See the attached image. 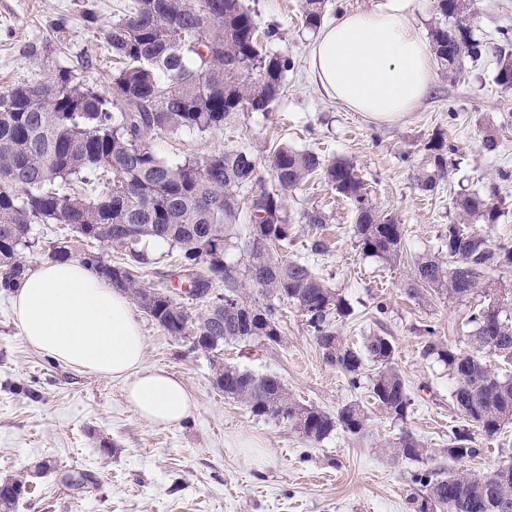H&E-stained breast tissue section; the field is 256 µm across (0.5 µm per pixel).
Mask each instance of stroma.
<instances>
[{
	"label": "stroma",
	"mask_w": 512,
	"mask_h": 512,
	"mask_svg": "<svg viewBox=\"0 0 512 512\" xmlns=\"http://www.w3.org/2000/svg\"><path fill=\"white\" fill-rule=\"evenodd\" d=\"M246 2L260 27L278 28L273 51L295 63L280 97L269 111L237 112L223 130L165 134L152 147L176 163L285 142L356 166L374 205L404 227L402 261L361 255L349 204L316 178L289 192L288 211H326L321 235L329 250L311 253L313 233L300 224L280 253L307 262L345 298L351 314L333 326L347 343L361 345L372 334L392 339L396 368L412 398L408 414L402 420L380 414L367 386L353 387L327 364L304 317L284 303L280 343L245 340L215 352L193 348L141 316L146 366L182 377L197 403L178 425H152L128 404L121 381L75 371L32 349L14 322L10 292L0 289V481L19 479L29 487L12 512H415V474L459 467L490 477L512 462V425L492 438L477 437L479 455L448 458L446 448L464 425L450 398L454 381L420 351L428 337L457 339L466 330L457 306L434 295L406 294L414 257L440 251L441 233L456 220L451 200L461 190L498 184L504 214L485 236L493 248L512 244V89L494 82V48L503 31L512 32V0H473L466 24L484 46L481 58L464 59L456 78L436 72L427 98L391 125L366 121L311 81L312 35L300 24L302 0ZM130 3L0 0V88L69 68L88 86L107 89L117 63L104 31ZM491 132L501 140L493 153L482 146ZM440 136L454 145L455 165L427 192L416 175L425 144ZM503 170L510 179L500 178ZM31 240L22 251L29 267L50 261L58 243L76 255L91 248L59 224L34 225ZM142 247L151 259L139 270L142 285L188 302L192 313L204 311V302L187 301L174 275L178 251L151 240ZM221 365L277 375L297 401L326 412L360 403L370 420L361 434L336 431L307 441L287 423L255 417L225 396L216 384ZM407 433L429 448V460L394 453V443ZM45 460L52 471L37 472Z\"/></svg>",
	"instance_id": "obj_1"
}]
</instances>
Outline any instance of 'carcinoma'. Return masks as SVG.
<instances>
[{
  "label": "carcinoma",
  "instance_id": "carcinoma-1",
  "mask_svg": "<svg viewBox=\"0 0 512 512\" xmlns=\"http://www.w3.org/2000/svg\"><path fill=\"white\" fill-rule=\"evenodd\" d=\"M442 17L431 30V48L440 68L460 75L464 57L480 52L464 24L468 0H435ZM326 0H303L302 28L316 32ZM279 38L270 27L259 32L244 0H134L112 21L105 39L120 66L105 91L83 83L71 70L46 79L15 84L0 91V286L14 288L25 277L20 250L29 246L34 224H64L74 237L97 241L126 256L115 265L99 252L81 260L103 280L119 288L169 336L192 329L193 347L212 351L247 339L281 341L276 302L286 300L306 318L324 359L360 383L364 361L375 366L369 393L381 413L407 416L411 398L394 366L392 341L366 338L363 348L344 341L331 317L349 309L308 264L287 261L278 248L293 240L295 222L315 228L328 223L318 210H304L293 220L286 193L317 176L346 201L354 215L355 246L366 256L389 264L401 261L403 228L376 209L353 163L328 159L312 150L280 144L264 160L246 149L228 148L202 160L167 162L152 142L163 133L221 130L236 112H267L279 98L293 62L269 48ZM495 83L512 88V49L496 50ZM454 146L442 138L426 145V161L417 180L432 191L448 175ZM265 164L269 177L261 175ZM112 180L100 191L104 174ZM459 222L445 228L446 256H418L406 293H429L464 307L463 340L443 344L428 340L421 349L455 379L454 406L465 422L448 444V458L460 461L480 452L475 437L491 438L512 423V285L487 271L512 270V245L489 247L476 225L492 227L503 211L498 187L461 191L452 198ZM248 218L245 234L238 226ZM145 239L177 249L189 298L199 300L214 285L224 293L194 316L186 304L161 291L142 288L136 269L149 263L140 248ZM240 247L239 263L226 261L230 247ZM256 288L265 301H249ZM224 395L243 403L256 417L286 421L308 440L320 441L342 429L361 433L367 415L359 403L330 414L300 404L275 375H256L232 366L217 369ZM398 455L415 461L431 457L412 435L400 438ZM423 489L418 512H512V469L482 477L455 469L419 473ZM20 480L0 481V507L12 509L23 493Z\"/></svg>",
  "mask_w": 512,
  "mask_h": 512
}]
</instances>
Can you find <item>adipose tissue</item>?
<instances>
[{"label": "adipose tissue", "instance_id": "adipose-tissue-1", "mask_svg": "<svg viewBox=\"0 0 512 512\" xmlns=\"http://www.w3.org/2000/svg\"><path fill=\"white\" fill-rule=\"evenodd\" d=\"M416 0H378L318 31L309 75L323 93L376 123L412 112L434 81V55L412 22ZM14 319L28 345L79 372L123 381L136 414L174 425L196 407L184 381L144 366L145 342L121 292L75 261L46 262L12 294Z\"/></svg>", "mask_w": 512, "mask_h": 512}]
</instances>
